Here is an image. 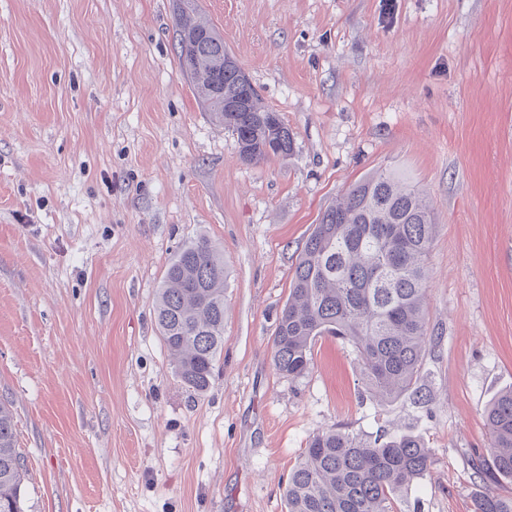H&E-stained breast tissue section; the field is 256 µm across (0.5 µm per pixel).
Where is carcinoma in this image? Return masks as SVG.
<instances>
[{
    "instance_id": "cac0c4a2",
    "label": "carcinoma",
    "mask_w": 512,
    "mask_h": 512,
    "mask_svg": "<svg viewBox=\"0 0 512 512\" xmlns=\"http://www.w3.org/2000/svg\"><path fill=\"white\" fill-rule=\"evenodd\" d=\"M179 67L214 118L236 137L240 158L259 163L293 152L288 127L264 104L224 37L199 16L198 0H173ZM437 224L428 195L396 171L377 169L350 185L321 214L295 266L272 338L276 372L303 377L322 336L350 344L371 397L410 395L427 345L426 259ZM224 253L199 235L174 254L158 288L159 334L175 374L197 395L208 392L224 345ZM490 459L475 474L512 480V389L486 408ZM432 464L413 434L363 438L340 428L317 433L285 487L287 512H394L395 502ZM26 457L18 448L10 401L0 399V512H23ZM474 512H512V497L486 486Z\"/></svg>"
}]
</instances>
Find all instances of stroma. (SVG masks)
<instances>
[{"label":"stroma","mask_w":512,"mask_h":512,"mask_svg":"<svg viewBox=\"0 0 512 512\" xmlns=\"http://www.w3.org/2000/svg\"><path fill=\"white\" fill-rule=\"evenodd\" d=\"M293 135L243 162L178 66L173 0H0V397L25 512H287L309 438L411 433L397 512H473L486 406L512 388V0H199ZM429 194L423 381L376 402L353 348L271 340L321 212L376 169ZM224 252L212 386L174 373L154 300L178 249Z\"/></svg>","instance_id":"stroma-1"}]
</instances>
